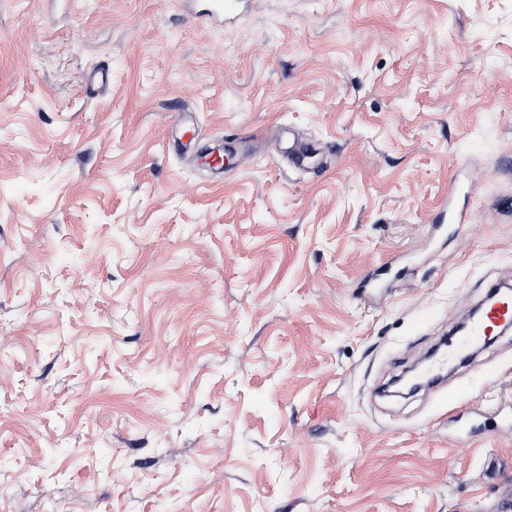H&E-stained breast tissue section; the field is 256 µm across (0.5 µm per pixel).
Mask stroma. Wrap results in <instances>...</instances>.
I'll list each match as a JSON object with an SVG mask.
<instances>
[{
    "instance_id": "35a3bbf8",
    "label": "stroma",
    "mask_w": 512,
    "mask_h": 512,
    "mask_svg": "<svg viewBox=\"0 0 512 512\" xmlns=\"http://www.w3.org/2000/svg\"><path fill=\"white\" fill-rule=\"evenodd\" d=\"M505 279L512 0H0V512H502ZM322 154V147L319 143L308 140H297L294 142L290 152L289 160L297 169L307 168V163L315 156ZM512 323V294L502 292L499 296L489 304L480 318L472 320L468 331L453 340L452 337L448 345L440 347L439 355L428 366L421 369L430 389L438 388L443 385L448 374L454 368L448 370V363L458 359L459 364L470 359L472 353L464 354L470 345L478 340L484 339L486 336H492L495 331L502 326Z\"/></svg>"
}]
</instances>
